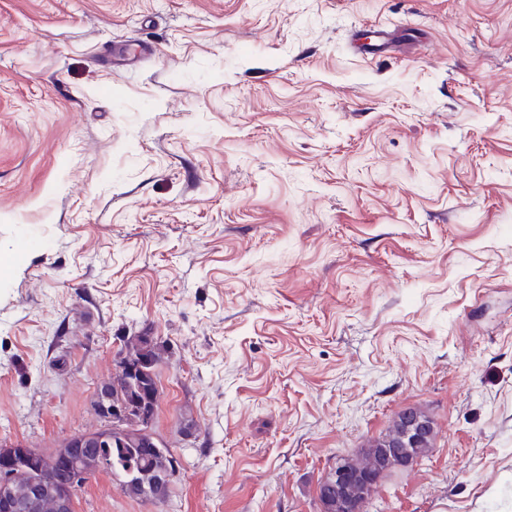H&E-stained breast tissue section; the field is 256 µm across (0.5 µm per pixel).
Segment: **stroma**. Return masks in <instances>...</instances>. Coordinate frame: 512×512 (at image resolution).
I'll use <instances>...</instances> for the list:
<instances>
[{
    "label": "stroma",
    "instance_id": "1",
    "mask_svg": "<svg viewBox=\"0 0 512 512\" xmlns=\"http://www.w3.org/2000/svg\"><path fill=\"white\" fill-rule=\"evenodd\" d=\"M0 250V446L167 350L168 497L75 512H319L409 408L365 512H512V0H0ZM373 42H365L359 36L353 39L351 48L354 53L367 58L380 56L396 46L398 36L395 31L379 28L373 31ZM128 350L134 351L139 358L148 364L147 369L151 372L150 382L153 386L158 384L156 369L163 362L165 349L154 337L131 336L124 341ZM404 414V411L398 413L391 420L386 432L369 441L361 453L341 457L336 462V467L344 468L355 475L359 469L371 466L378 457L389 455L394 459L398 457H415L418 459L424 456L432 448L436 438L437 432L435 427L433 428L434 425L432 426L433 422L423 410H413L416 418L430 424L427 437L413 443L410 441L411 435ZM347 479L348 476L345 471L334 468L326 475L323 480L324 482H320L318 485V501L322 512H356L361 508V504L356 503L352 499L345 500L343 503H338L343 511L339 507H336V486L341 485ZM327 480L336 482V486L329 482H325ZM327 504L329 506L328 511H324Z\"/></svg>",
    "mask_w": 512,
    "mask_h": 512
}]
</instances>
